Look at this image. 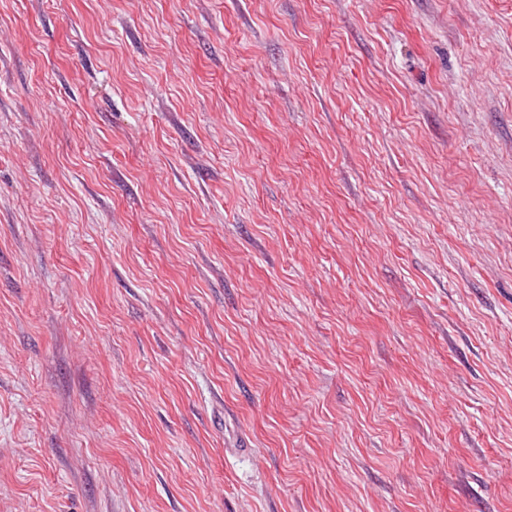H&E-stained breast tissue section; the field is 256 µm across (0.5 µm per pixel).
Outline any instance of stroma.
<instances>
[{
    "mask_svg": "<svg viewBox=\"0 0 512 512\" xmlns=\"http://www.w3.org/2000/svg\"><path fill=\"white\" fill-rule=\"evenodd\" d=\"M0 512H512V0H0Z\"/></svg>",
    "mask_w": 512,
    "mask_h": 512,
    "instance_id": "1",
    "label": "stroma"
}]
</instances>
